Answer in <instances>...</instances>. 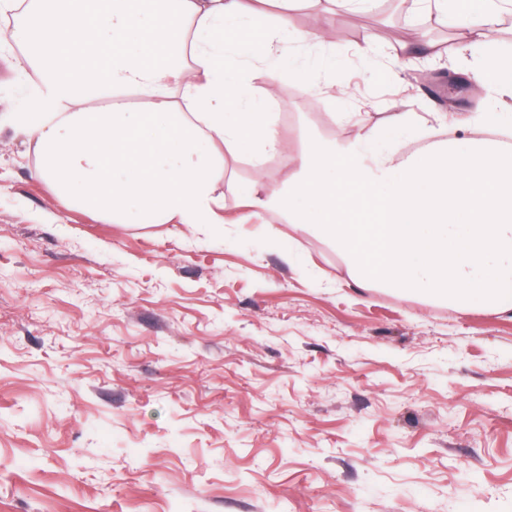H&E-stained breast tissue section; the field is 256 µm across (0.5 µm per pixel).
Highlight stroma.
I'll return each instance as SVG.
<instances>
[{
    "instance_id": "35a3bbf8",
    "label": "stroma",
    "mask_w": 512,
    "mask_h": 512,
    "mask_svg": "<svg viewBox=\"0 0 512 512\" xmlns=\"http://www.w3.org/2000/svg\"><path fill=\"white\" fill-rule=\"evenodd\" d=\"M311 51L355 93L294 83L281 126L351 139L340 112L493 111L445 21L327 14ZM376 37L372 58L353 43ZM416 37L448 55L401 70ZM0 52V118L34 77ZM0 129V512H512V312L358 285L335 244L259 221L115 224L65 204ZM447 52L448 49L438 42L423 41L417 46L410 43H404L399 48H395L393 52L388 54L386 57V65L389 68L394 69L400 67L406 60L412 57L427 56L436 58L441 57Z\"/></svg>"
}]
</instances>
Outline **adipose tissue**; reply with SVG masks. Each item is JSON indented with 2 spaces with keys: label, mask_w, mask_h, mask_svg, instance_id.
Masks as SVG:
<instances>
[{
  "label": "adipose tissue",
  "mask_w": 512,
  "mask_h": 512,
  "mask_svg": "<svg viewBox=\"0 0 512 512\" xmlns=\"http://www.w3.org/2000/svg\"><path fill=\"white\" fill-rule=\"evenodd\" d=\"M0 0L17 12L7 37L39 77L43 111L13 128L33 143L38 173L63 202L153 224L216 229L224 158L246 157L238 220L276 214L313 226L345 251L357 278L465 309L512 311V57L488 51L512 0H414L449 21L466 69L491 85L497 111L421 128L409 154L411 112L387 128L349 113L357 136L342 142L297 129L296 150L270 105L281 64L330 45L324 25L297 30L299 0L270 17L247 0ZM141 108L129 107V98ZM454 137H445L447 127ZM279 158L288 178L270 177Z\"/></svg>",
  "instance_id": "1"
}]
</instances>
